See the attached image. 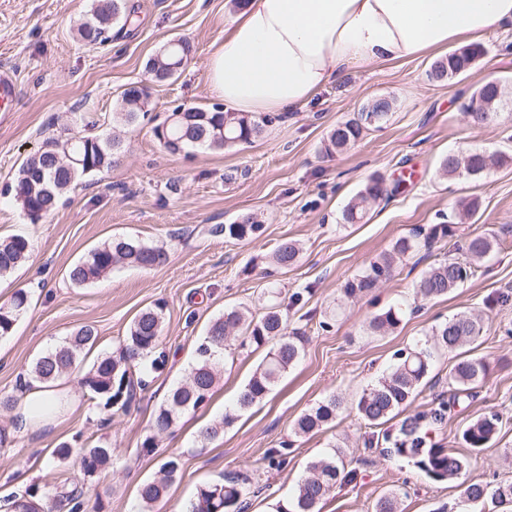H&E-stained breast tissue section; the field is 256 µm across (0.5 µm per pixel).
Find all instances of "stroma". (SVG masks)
Instances as JSON below:
<instances>
[{"label":"stroma","instance_id":"obj_1","mask_svg":"<svg viewBox=\"0 0 512 512\" xmlns=\"http://www.w3.org/2000/svg\"><path fill=\"white\" fill-rule=\"evenodd\" d=\"M135 21L114 25L101 45L80 42L77 30L89 16L92 0H0V64L17 77L16 111L0 112V237L27 235L28 260L0 279V304L17 289L30 296L27 311L12 336L0 341V396L21 397L33 360L80 327L94 326L98 341L83 368L62 383L77 407L62 406L48 425L24 435L11 433L12 410L0 409V495L32 483L51 490L62 484L82 487L100 498V512H138V489L158 476L171 456L181 470L153 512H184L199 486L243 474L256 494L247 512H274L293 497L315 458L342 445V457L357 476L337 483L321 512H375L377 500L401 490L400 512H499L491 499L462 501L453 482H436L406 459L368 451L373 430L358 419L355 403L363 390L396 365L399 351L424 348L431 329L457 312L482 313L484 332L475 355L488 371L471 398L460 399L445 423L433 430L434 443L455 449L468 462V480L495 487L512 479L504 458L512 451V27L484 34V55L466 74L429 79L431 64L445 56L434 49L403 62L349 69L336 84L306 107L265 126L248 145L171 153L149 124L121 134V149L111 168L83 179L61 199L48 219L31 223L5 187L16 184L22 162L47 137H79L74 108L97 114L111 135L107 118L129 84L145 80V64L171 39L183 37L193 51L176 77L151 87L153 113L165 117L176 107L218 105L207 71L212 54L224 43V29L237 9L232 0H126ZM498 79L505 87L495 121L471 124L464 106L482 83ZM385 96L394 106L383 128L368 132L354 146L333 156L324 152L328 133L370 100ZM485 150L510 155L506 165L478 179L446 178L439 173L451 152ZM374 177L394 193L375 204L358 224L341 220L344 206ZM482 202L472 217L461 203ZM257 214L263 228L256 238L235 240L217 232ZM454 221L453 234L438 242L432 256H462L467 238L493 234L495 252L463 287L435 300L416 298L413 284L428 259L411 258L390 279L354 297L343 287L377 260L393 241L416 227ZM131 236L164 247L167 262L143 270L119 266L99 281L76 286L70 267L89 250L116 237ZM284 239L299 241L297 262L286 269L270 256ZM406 305L398 327L370 333V319L389 306ZM278 305L290 328L304 334L301 359L265 398L238 409L239 392L267 353L241 347L239 335L225 342L219 378L211 398L182 415L168 433L157 435L152 420L169 392L187 382L194 349L211 317L240 305L261 316ZM163 308L164 331L133 388L131 406L113 412L92 400L84 379L97 356L116 352L131 321L144 309ZM457 353L434 355L430 382L411 403L421 412L449 399L446 376ZM342 409L327 429L306 437L293 433L295 420L329 395ZM234 421L215 440L203 428L225 414ZM498 414L501 430L490 447L468 448L463 429ZM153 452H143L145 439ZM80 449L115 448L110 465L85 475L78 462L43 464L44 454L60 443ZM287 447L288 462L272 466L269 449Z\"/></svg>","mask_w":512,"mask_h":512}]
</instances>
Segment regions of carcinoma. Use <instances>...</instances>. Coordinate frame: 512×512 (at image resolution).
<instances>
[{
    "label": "carcinoma",
    "instance_id": "carcinoma-1",
    "mask_svg": "<svg viewBox=\"0 0 512 512\" xmlns=\"http://www.w3.org/2000/svg\"><path fill=\"white\" fill-rule=\"evenodd\" d=\"M133 22L126 0H95L91 17L79 28L80 41L97 45L108 39L112 25L118 21ZM192 46L185 39L166 44L154 57L147 68L149 81L164 83L188 62ZM485 53L484 46L472 44L464 52H451L435 61L429 76L435 81L449 80L468 72L477 58ZM481 103V115L470 117L472 123L482 125L491 122L501 104L499 87L487 81L472 94L464 109ZM121 103L126 108L120 112L121 121L134 126L152 111L150 94L145 88L132 84L121 92ZM362 106L348 120L333 128L325 143L327 153L341 152L354 145L361 137L381 127L389 119V113L382 112L375 121H370L367 109ZM267 122V117L241 112H224L221 107L211 109L191 108L180 117L169 115L165 121L153 127V133L165 149L172 153L189 148L222 149L239 144H248L257 138ZM120 141L114 137L102 140L97 135L81 137L49 138L40 151L28 157L18 170L15 186V201L31 222L48 218L56 210L61 197L80 180L112 166L114 150ZM506 162V157L487 151L450 153L440 163L442 176L479 177L493 167ZM387 189L382 180L371 179L362 190L345 206L342 219L346 224H356L364 219L369 207L383 198ZM261 230L254 217L246 216L234 224H226L222 231L235 240L253 238ZM452 233L448 224H435L429 230L414 229L397 238L389 253L370 263L357 278L348 282L344 293L354 296L374 288L388 279L393 272L395 261L412 256L421 250H430L432 244ZM497 244L491 235H478L468 239L464 257H446L421 273L415 283L416 295L424 299H436L448 295L461 287L473 274L472 261L488 256ZM31 242L24 235H12L0 239V276L11 273L29 257ZM300 254L294 241H283L272 256L273 263L282 269L293 265ZM167 253L155 246L147 245L133 238H115L88 252L69 270V278L78 286L89 284L112 271L119 264L140 269H153L167 262ZM29 305V294L17 290L9 303L0 305V340L11 335L20 316ZM400 312L394 308L376 315L368 323L374 334H385L399 325ZM162 307L157 305L140 312L129 326L127 335L119 350L112 355H101L93 363L84 384L92 398H106L105 406L129 408L130 397L123 396V388L131 385V377L140 361L156 347L162 332ZM234 329L244 332L242 344L271 345L263 361L241 391L238 405L247 409L261 401L303 352L302 337L288 332L287 319L270 307L260 319L254 320L237 308L224 311L208 324L206 336L196 348V361L188 381L174 389L154 416L153 429L156 433L169 432L179 415L195 411L210 396L215 384V364L224 353V339ZM483 332L481 320L468 312L461 311L432 328L431 336L436 349L459 350L474 344ZM95 327L85 325L65 339L61 344L36 358L28 370L29 380L47 383L61 378L76 365L80 355L97 342ZM434 354L428 348L414 349L399 357L391 373L379 379L359 397L356 408L367 425L379 427L403 412L407 404L427 384L433 368ZM487 363L484 358L468 354L448 371V386L453 389L450 400L440 404L429 413L406 416L399 426L395 439L383 434L384 440L392 447L383 448L380 453L388 458H407L416 467L436 482H458L463 501L478 502L491 495L497 503L512 504V481L499 482L494 489L463 479L465 459L451 448H438L429 443V428L440 424L445 413L459 401L460 395H471L474 385L486 376ZM342 401L332 395L296 419L294 434L302 436L329 425L338 415ZM499 432V417L485 416L468 425L461 434L462 441L470 448L480 451L488 447ZM115 449L106 446L85 448L81 452L80 464L89 475L108 464ZM179 470V461L171 458L161 467L163 476L153 479L140 489L139 499L142 512H150L152 506L161 500L174 481ZM309 476L300 482L295 496L287 503L276 505V512H320L319 505L327 494L342 480L355 478V471L345 470L331 454L310 462ZM253 493L250 479L237 475L223 482L207 483L199 487L196 497L187 506L186 512H245L248 499ZM53 497L55 506L66 512H88L89 501L84 492L76 487H62L49 494L37 484H31L20 494L4 499L7 512H43V501Z\"/></svg>",
    "mask_w": 512,
    "mask_h": 512
}]
</instances>
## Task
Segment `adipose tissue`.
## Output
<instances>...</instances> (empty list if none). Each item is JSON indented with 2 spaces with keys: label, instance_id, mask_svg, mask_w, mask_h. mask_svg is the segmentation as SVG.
I'll return each mask as SVG.
<instances>
[{
  "label": "adipose tissue",
  "instance_id": "ef3b65f1",
  "mask_svg": "<svg viewBox=\"0 0 512 512\" xmlns=\"http://www.w3.org/2000/svg\"><path fill=\"white\" fill-rule=\"evenodd\" d=\"M510 25L512 0H247L224 30L208 83L235 111L292 112L349 68L394 63ZM64 394L34 384L17 405L13 431H31L32 407L57 405Z\"/></svg>",
  "mask_w": 512,
  "mask_h": 512
}]
</instances>
